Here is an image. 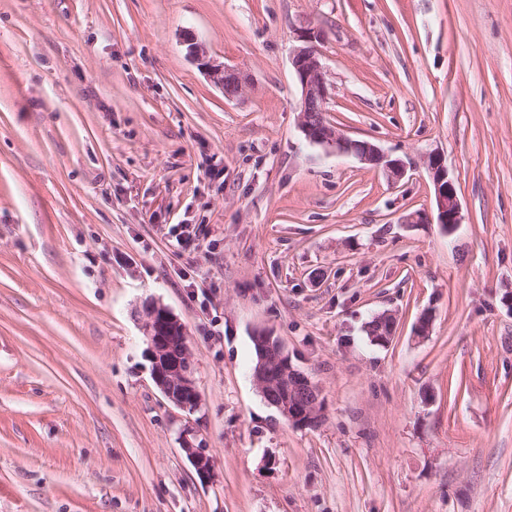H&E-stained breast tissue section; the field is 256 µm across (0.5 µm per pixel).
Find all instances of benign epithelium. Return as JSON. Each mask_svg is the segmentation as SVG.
Segmentation results:
<instances>
[{
  "instance_id": "obj_1",
  "label": "benign epithelium",
  "mask_w": 512,
  "mask_h": 512,
  "mask_svg": "<svg viewBox=\"0 0 512 512\" xmlns=\"http://www.w3.org/2000/svg\"><path fill=\"white\" fill-rule=\"evenodd\" d=\"M321 37V30L314 26L301 28L298 34L301 45L295 48L291 59L301 89L298 113L301 130L313 144L338 155L355 156L383 170L392 180L403 178L406 165L402 160L390 157L371 142L345 137L337 127L322 119L329 91L325 66L316 48ZM210 77L223 89L227 99L237 97L242 91V79L231 68L213 65L210 67ZM427 167L435 187L437 223L451 233L462 222L455 184L449 178L441 156H428ZM146 315V356L151 363L155 385L176 407L197 410L199 393L183 326L169 309L153 302L146 305ZM252 339L258 345V363L253 376L266 401L294 426L311 427L319 422V389L294 367L282 342L265 330L254 332ZM183 451L198 475L203 479L209 477L210 459L202 449L187 445Z\"/></svg>"
}]
</instances>
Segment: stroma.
Segmentation results:
<instances>
[{"label":"stroma","mask_w":512,"mask_h":512,"mask_svg":"<svg viewBox=\"0 0 512 512\" xmlns=\"http://www.w3.org/2000/svg\"><path fill=\"white\" fill-rule=\"evenodd\" d=\"M308 25L327 121L402 179L306 140ZM149 302L196 411L151 378ZM258 329L318 426L263 397ZM0 512H512V0H0ZM210 77L214 83L218 84L224 91V97L233 99L242 91V79L233 69L222 66H210ZM426 164L432 174L435 187L437 224H441L442 228L451 234L462 222L455 184L449 178L441 156L429 155ZM146 315V356L155 385L176 407L197 410L199 393L183 326L169 309L153 302L146 305ZM252 340L256 363L254 379L266 401L297 427H311L320 421L319 389L292 364L288 351L271 332L255 331ZM257 365V366H256Z\"/></svg>","instance_id":"1"}]
</instances>
